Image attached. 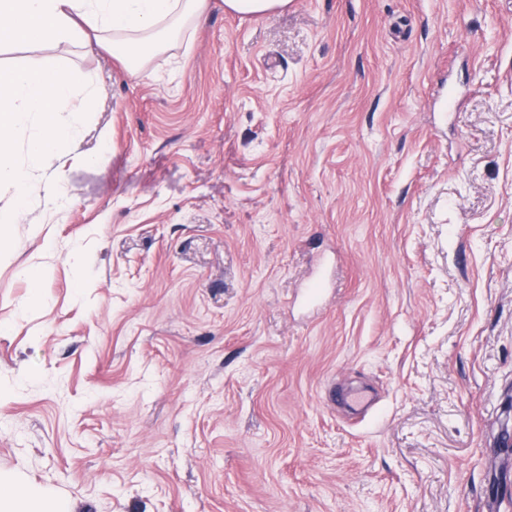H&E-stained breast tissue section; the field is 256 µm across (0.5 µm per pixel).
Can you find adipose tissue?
Returning a JSON list of instances; mask_svg holds the SVG:
<instances>
[{
	"instance_id": "ef3b65f1",
	"label": "adipose tissue",
	"mask_w": 512,
	"mask_h": 512,
	"mask_svg": "<svg viewBox=\"0 0 512 512\" xmlns=\"http://www.w3.org/2000/svg\"><path fill=\"white\" fill-rule=\"evenodd\" d=\"M207 0H0V45L55 55L32 65L0 68V133L25 131L26 166L17 168L0 142V186H8L14 207L0 217L6 224L25 221L27 206L41 194L65 199L60 181L31 176L60 143L74 140L85 122L86 105L98 95L93 80L64 68L58 54L80 42L111 51L133 77L147 69L151 54L178 43L204 14ZM0 512H63L59 501L37 487L0 477Z\"/></svg>"
}]
</instances>
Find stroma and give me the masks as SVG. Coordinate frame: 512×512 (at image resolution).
Here are the masks:
<instances>
[{
    "instance_id": "1",
    "label": "stroma",
    "mask_w": 512,
    "mask_h": 512,
    "mask_svg": "<svg viewBox=\"0 0 512 512\" xmlns=\"http://www.w3.org/2000/svg\"><path fill=\"white\" fill-rule=\"evenodd\" d=\"M62 64L100 95L39 172L69 203L0 223V474L67 512H512V0H209L148 77ZM227 12L261 16L282 9L290 0H223Z\"/></svg>"
}]
</instances>
